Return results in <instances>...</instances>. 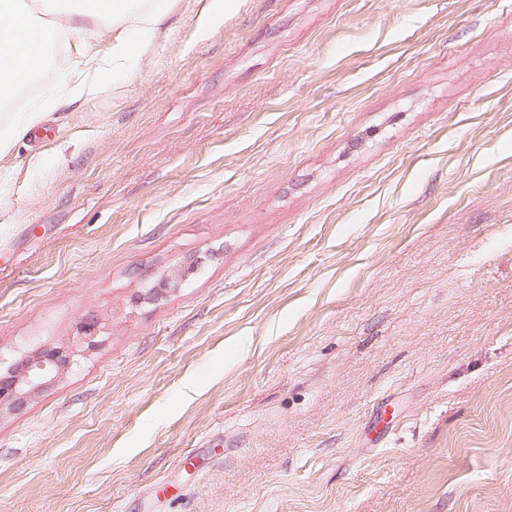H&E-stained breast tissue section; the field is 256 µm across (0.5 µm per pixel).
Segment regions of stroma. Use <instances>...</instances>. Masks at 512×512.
<instances>
[{
    "instance_id": "35a3bbf8",
    "label": "stroma",
    "mask_w": 512,
    "mask_h": 512,
    "mask_svg": "<svg viewBox=\"0 0 512 512\" xmlns=\"http://www.w3.org/2000/svg\"><path fill=\"white\" fill-rule=\"evenodd\" d=\"M168 7L0 150V512H512V0ZM66 347L41 349L0 370V411L22 410L74 364L81 352L95 349L100 328L94 317L83 318Z\"/></svg>"
}]
</instances>
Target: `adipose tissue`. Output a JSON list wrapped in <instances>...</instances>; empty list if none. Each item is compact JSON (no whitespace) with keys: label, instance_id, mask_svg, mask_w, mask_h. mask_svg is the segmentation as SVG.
Masks as SVG:
<instances>
[{"label":"adipose tissue","instance_id":"1","mask_svg":"<svg viewBox=\"0 0 512 512\" xmlns=\"http://www.w3.org/2000/svg\"><path fill=\"white\" fill-rule=\"evenodd\" d=\"M47 15H66L65 32L37 23L22 0H0V88L26 85L46 64L48 43L68 36L73 48L83 56L91 74L83 93L93 95L100 89L101 70L96 55L88 53L80 34L86 20L112 24V69L120 72L148 53L168 31L169 10L159 0H36Z\"/></svg>","mask_w":512,"mask_h":512}]
</instances>
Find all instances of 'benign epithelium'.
I'll return each instance as SVG.
<instances>
[{
	"label": "benign epithelium",
	"mask_w": 512,
	"mask_h": 512,
	"mask_svg": "<svg viewBox=\"0 0 512 512\" xmlns=\"http://www.w3.org/2000/svg\"><path fill=\"white\" fill-rule=\"evenodd\" d=\"M100 328L93 317L76 325L75 335L65 347L38 350L0 372V411H19L55 382L74 364L81 352L95 349Z\"/></svg>",
	"instance_id": "7a95c632"
}]
</instances>
